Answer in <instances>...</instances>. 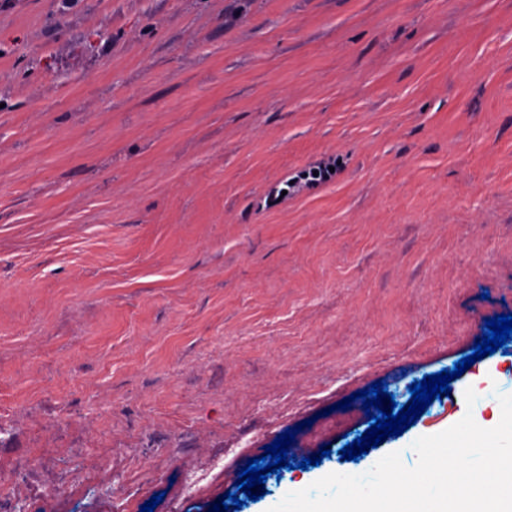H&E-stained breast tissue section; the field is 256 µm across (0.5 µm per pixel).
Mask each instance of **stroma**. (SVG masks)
<instances>
[{"mask_svg": "<svg viewBox=\"0 0 512 512\" xmlns=\"http://www.w3.org/2000/svg\"><path fill=\"white\" fill-rule=\"evenodd\" d=\"M509 313L512 0H0V512H207L290 428L242 512L415 466L512 343L348 461L357 392Z\"/></svg>", "mask_w": 512, "mask_h": 512, "instance_id": "1", "label": "stroma"}]
</instances>
